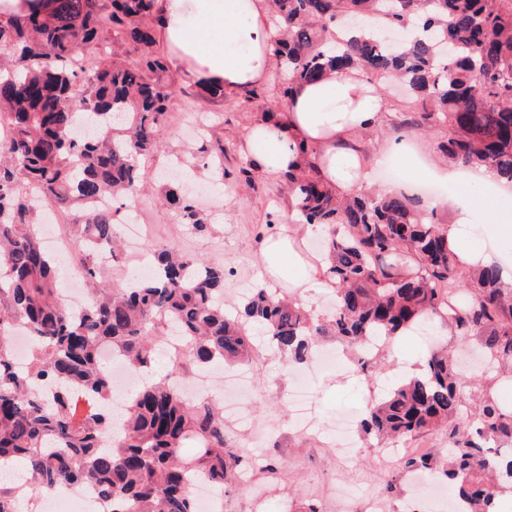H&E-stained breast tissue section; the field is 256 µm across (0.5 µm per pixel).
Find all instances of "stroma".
<instances>
[{"label": "stroma", "mask_w": 512, "mask_h": 512, "mask_svg": "<svg viewBox=\"0 0 512 512\" xmlns=\"http://www.w3.org/2000/svg\"><path fill=\"white\" fill-rule=\"evenodd\" d=\"M168 62L174 94L163 130L165 147L144 165L152 205L141 218L145 242L167 244L187 257L223 266L224 303L231 306L246 289L266 281L260 227L268 224L273 232H281L291 216L281 178L262 175L249 181L241 172L246 162L240 145L253 121L266 107L283 103L279 76L271 74L267 83L238 93L203 99L199 87L184 80L176 56H169ZM200 112L214 118L203 131L204 140L224 146V181L212 184L206 171L195 170L193 184L211 189L220 207L207 212L210 233L194 235L165 213L160 201L165 190L162 175L187 160L188 124ZM398 346L414 360L437 346L462 348L464 393L476 398L492 394L512 410V373L483 371L479 338L459 343L438 323L400 339ZM399 373L396 359L390 357L367 376L310 369L309 413L301 424L290 410L293 381L286 361L276 351L266 350L263 359L252 364L251 389L239 405L240 412L252 416L255 429L243 432L235 415L226 414L224 451L242 456L247 463L276 464L278 471L251 482L225 483L224 512H308L312 507L318 512H362L373 497L384 502L386 512H446L445 503L428 500L414 485L402 460L382 463L371 437L355 433L348 463L329 445L340 415L361 416L375 397V387L393 384Z\"/></svg>", "instance_id": "35a3bbf8"}]
</instances>
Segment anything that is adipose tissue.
Instances as JSON below:
<instances>
[{"mask_svg": "<svg viewBox=\"0 0 512 512\" xmlns=\"http://www.w3.org/2000/svg\"><path fill=\"white\" fill-rule=\"evenodd\" d=\"M157 8L162 21L156 38L185 63L189 82L220 85L230 93L267 80L277 37L270 21L271 0H157ZM384 120L382 98L371 84L355 71L335 73L296 83L286 111L261 115L241 151L260 173L279 176L301 164L299 144L314 145L313 162L322 179L338 193L351 194L375 185L380 163L356 135ZM454 211L456 219L447 231L452 249L469 264H499L505 283L512 285V255L502 248L512 237V226L474 223L464 198ZM316 231L310 224L305 234H280L262 249L271 283H278L284 269L297 270L288 286L298 298L311 288L330 285L326 259L305 250L306 234Z\"/></svg>", "mask_w": 512, "mask_h": 512, "instance_id": "adipose-tissue-1", "label": "adipose tissue"}]
</instances>
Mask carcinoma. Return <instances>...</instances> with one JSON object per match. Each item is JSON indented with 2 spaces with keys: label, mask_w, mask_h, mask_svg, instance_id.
Returning <instances> with one entry per match:
<instances>
[{
  "label": "carcinoma",
  "mask_w": 512,
  "mask_h": 512,
  "mask_svg": "<svg viewBox=\"0 0 512 512\" xmlns=\"http://www.w3.org/2000/svg\"><path fill=\"white\" fill-rule=\"evenodd\" d=\"M155 0H21L0 19V459L28 463L44 494L58 483L89 482L108 512H196L188 476L216 488L241 459L224 455V416L206 395L194 401L162 378L131 395L112 429L104 348L135 369L156 358V331L176 328L189 362L245 366L271 345L294 368L309 362L322 336L359 346L386 343L427 315L457 336H478L492 366L512 364V300L495 265L471 268L448 245L437 208L405 192L340 198L308 164L283 175L303 224L329 231L324 254L335 300L314 318L295 299L256 287L242 309L224 307V267L150 247L155 273L108 288L97 252L116 255L119 209L99 201L135 199L140 161L162 148L172 99L165 56L148 19ZM281 96L293 85L362 70L381 89L405 85L420 104L396 129L434 133L450 165L495 167L512 184V0H272ZM130 44L133 64L102 59L105 34ZM224 178V148L200 157ZM39 197L81 209L74 271L91 286L75 316L59 300L57 263L35 224ZM165 201L193 232L208 224L177 189ZM38 339L28 367L14 366L11 335ZM424 376L390 388L358 423L384 442L442 430L445 482L462 512H497L512 490V413L486 396L473 405L448 355L423 360ZM195 456L186 458V446Z\"/></svg>",
  "instance_id": "carcinoma-1"
}]
</instances>
